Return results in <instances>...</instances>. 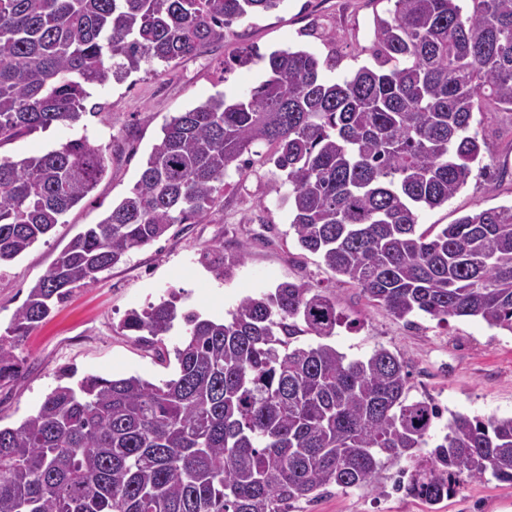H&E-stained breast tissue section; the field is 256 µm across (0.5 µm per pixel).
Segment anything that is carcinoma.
I'll list each match as a JSON object with an SVG mask.
<instances>
[{
	"label": "carcinoma",
	"instance_id": "1",
	"mask_svg": "<svg viewBox=\"0 0 512 512\" xmlns=\"http://www.w3.org/2000/svg\"><path fill=\"white\" fill-rule=\"evenodd\" d=\"M283 2L0 0V147L80 122L88 87L196 56ZM460 2L394 0L374 28L376 67L341 82L325 77L328 62L287 47L247 94L172 116L129 195L30 288L0 336V385L17 378L16 350L56 304L207 213L227 171L245 173L244 155L262 146L289 186L297 244L368 302L409 324L478 318L512 333V205L418 224L483 161L474 114L491 102L512 112V0ZM105 169L83 136L0 158V263L50 233ZM177 321L174 377L86 375L19 426H0V512H288L331 485L383 492V472L404 460L407 492L432 505L464 480L512 483V416L454 413L418 455L441 410L409 398L404 358L381 347L349 360L326 343L341 323L328 288L282 283L244 296L223 321L163 300L121 329L165 361ZM305 335L321 342L298 344Z\"/></svg>",
	"mask_w": 512,
	"mask_h": 512
}]
</instances>
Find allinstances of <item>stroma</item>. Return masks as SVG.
<instances>
[{
  "instance_id": "35a3bbf8",
  "label": "stroma",
  "mask_w": 512,
  "mask_h": 512,
  "mask_svg": "<svg viewBox=\"0 0 512 512\" xmlns=\"http://www.w3.org/2000/svg\"><path fill=\"white\" fill-rule=\"evenodd\" d=\"M390 7L389 0H284L275 11L236 22L223 43L200 55L170 62L157 74L141 70L92 88L91 100L100 109L79 124H57L1 146V157L19 159L84 136L103 150L107 172L47 236L0 266V335L70 241L129 194L172 115L210 96L237 97L257 86L267 75L266 55L286 46L333 58L328 76L336 81L372 66L374 20ZM331 29L337 38L329 42L323 33ZM248 49L257 51V59L234 65L235 56ZM472 129L484 143L482 163L473 164L466 185L448 204L422 210L420 223L450 224L512 203V112L488 107L475 114ZM287 194L273 162L254 161L243 175L228 171L220 201L201 218L173 225L95 284L74 289L17 349L21 373L0 386V425L16 427L34 414L66 367L81 376L138 375L155 383L172 378L175 363L159 360L154 349L122 334L120 324L131 310L173 297L181 308L223 320L242 297L288 281L333 290L342 317L333 344L351 359L381 347L401 355L409 364L410 397H430L448 413L512 415L511 333L476 318L441 323L419 315L409 325L370 304L320 255L298 247ZM217 256L230 267V277L217 278L209 268L208 259ZM290 512H512V483L488 475L435 505L402 491L381 495L332 485L313 499L292 503Z\"/></svg>"
}]
</instances>
